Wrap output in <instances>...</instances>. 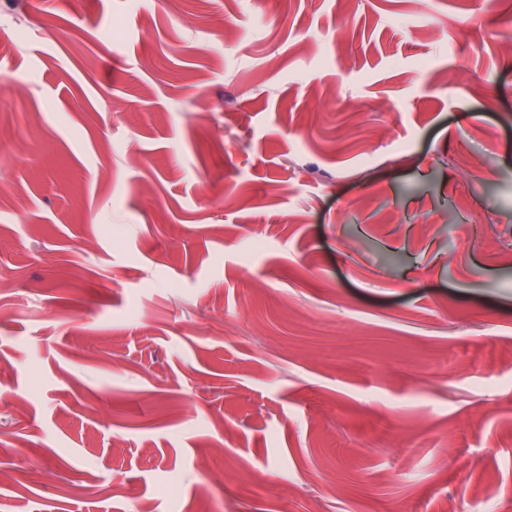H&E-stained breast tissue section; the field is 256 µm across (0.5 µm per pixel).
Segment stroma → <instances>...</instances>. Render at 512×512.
Masks as SVG:
<instances>
[{"mask_svg": "<svg viewBox=\"0 0 512 512\" xmlns=\"http://www.w3.org/2000/svg\"><path fill=\"white\" fill-rule=\"evenodd\" d=\"M0 127V512L512 506V0H0Z\"/></svg>", "mask_w": 512, "mask_h": 512, "instance_id": "1", "label": "stroma"}]
</instances>
